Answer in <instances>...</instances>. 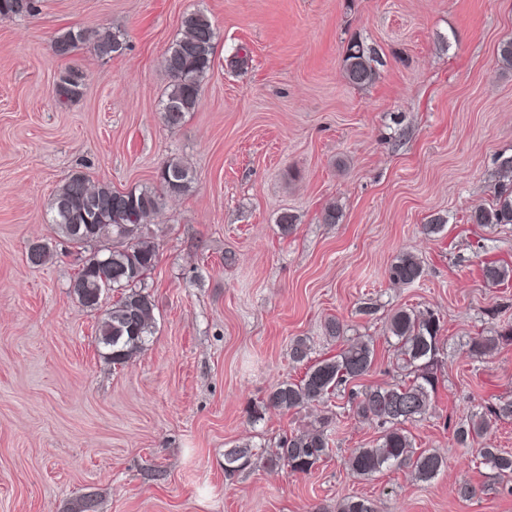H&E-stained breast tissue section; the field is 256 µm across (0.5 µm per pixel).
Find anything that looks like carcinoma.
<instances>
[{
	"label": "carcinoma",
	"instance_id": "1",
	"mask_svg": "<svg viewBox=\"0 0 512 512\" xmlns=\"http://www.w3.org/2000/svg\"><path fill=\"white\" fill-rule=\"evenodd\" d=\"M35 0H0V21L25 16L34 9ZM183 34L168 48L163 66L170 79L162 112L165 126L179 127L186 114L200 105V85L212 67L215 30L202 12H191L182 19ZM87 45L100 57H110L123 50L120 36L112 33L101 37L83 29H70L59 34L52 49L65 57ZM375 51L359 41L351 42L343 58L348 81L356 86L372 83L376 78ZM85 77L76 70L59 74L55 94L59 104L66 105L83 93ZM159 188L142 187L126 192L112 189L106 183L93 184L86 175L71 174L59 187L51 203V223L71 243L84 249L89 246L77 227L93 226L91 239L117 241L119 245L91 252L70 280L69 288L80 306L94 312L103 310L99 323L98 344L114 365L126 363L143 350L154 335L155 305L144 280L157 260V248L147 229L148 218L163 208L166 200L189 192L194 180L192 171L180 159L165 161L158 173ZM466 221L493 226L512 225V191L500 193L492 204H480L469 211ZM424 274L421 260L404 254L388 270L393 284L412 285ZM485 281L497 286L512 280V267L496 260L482 265ZM120 292L109 307H103L104 296ZM386 330L395 339L393 365L400 378L394 383L365 386L350 391L349 402L358 416L374 425L378 433L369 448H357L347 465L359 476L371 477L392 468H406L413 479L430 482L445 468L446 460L431 449L416 450L413 436L406 428L422 420L431 408L442 372L440 317L413 308L397 309L389 318ZM512 344V322L501 326L492 336H469L463 347L469 355L482 358L494 354L500 346ZM311 347L297 339L291 348L296 363H306L304 374L295 381L278 384L272 389L262 408L289 412L314 404H326L341 389L365 377L375 361L371 340L361 336L344 345L328 358L309 361ZM260 408V409H262ZM260 409L253 408L252 418L262 419ZM512 419V398L462 414L454 430L456 442L469 447L480 442L498 420ZM331 437L325 427L298 431L283 437L269 451L266 464L272 469L286 467L293 473H308L326 457ZM255 445L242 442L224 451V470L234 473L249 465L255 456ZM480 464L490 467L503 481L512 482V453L500 448L475 449ZM339 512H376L371 499L350 496L339 505Z\"/></svg>",
	"mask_w": 512,
	"mask_h": 512
}]
</instances>
